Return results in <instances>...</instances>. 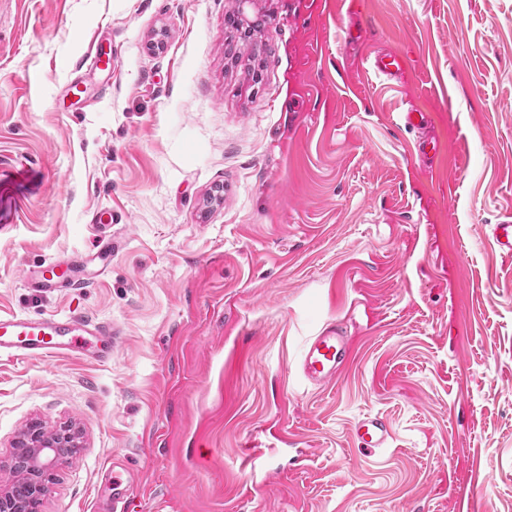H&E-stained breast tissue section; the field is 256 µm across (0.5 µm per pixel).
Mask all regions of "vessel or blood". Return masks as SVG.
Instances as JSON below:
<instances>
[{"mask_svg": "<svg viewBox=\"0 0 512 512\" xmlns=\"http://www.w3.org/2000/svg\"><path fill=\"white\" fill-rule=\"evenodd\" d=\"M111 253L112 245L107 242L93 254L45 259L40 265L24 269V283L38 292L86 287L102 275L101 270L94 267L95 260L105 259ZM88 336L103 345H110L112 327L70 315H0V354L16 360L70 355ZM350 353L349 339L335 326H325L308 340L300 360L302 371L312 386L323 387L342 373ZM353 430L359 448L370 454L384 447L391 436L389 423L379 417L359 420ZM133 500L132 487L122 480L120 474H113L110 512H130Z\"/></svg>", "mask_w": 512, "mask_h": 512, "instance_id": "1", "label": "vessel or blood"}]
</instances>
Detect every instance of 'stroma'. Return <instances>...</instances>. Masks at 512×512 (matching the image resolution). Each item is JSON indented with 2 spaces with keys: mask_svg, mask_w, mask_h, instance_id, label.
I'll use <instances>...</instances> for the list:
<instances>
[{
  "mask_svg": "<svg viewBox=\"0 0 512 512\" xmlns=\"http://www.w3.org/2000/svg\"><path fill=\"white\" fill-rule=\"evenodd\" d=\"M100 205L127 218L106 275L24 288ZM510 216L512 0H0V314L116 332L103 364L0 360V476L37 424L78 442L39 512H96L114 462L135 512H512ZM329 323L354 358L317 389ZM365 415L392 430L370 457ZM350 353L349 339L335 325H327L308 340L300 360L302 371L312 386L321 388L342 373Z\"/></svg>",
  "mask_w": 512,
  "mask_h": 512,
  "instance_id": "1",
  "label": "stroma"
}]
</instances>
